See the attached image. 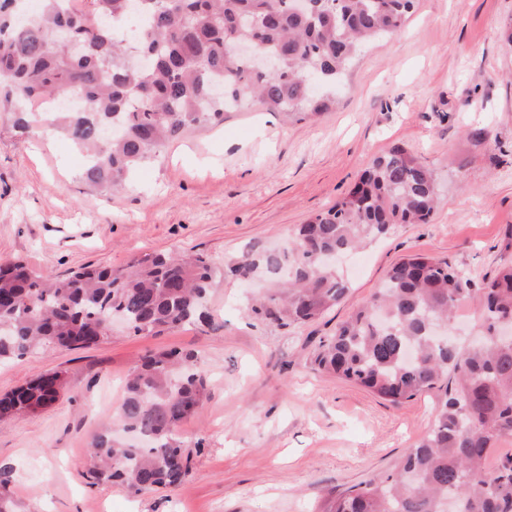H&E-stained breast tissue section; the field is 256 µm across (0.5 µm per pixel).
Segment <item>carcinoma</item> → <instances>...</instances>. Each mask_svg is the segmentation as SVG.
Returning a JSON list of instances; mask_svg holds the SVG:
<instances>
[{"instance_id":"cac0c4a2","label":"carcinoma","mask_w":512,"mask_h":512,"mask_svg":"<svg viewBox=\"0 0 512 512\" xmlns=\"http://www.w3.org/2000/svg\"><path fill=\"white\" fill-rule=\"evenodd\" d=\"M43 0L28 13L0 0V106L15 125H47L88 154L82 181L125 186L168 141L224 122L254 106L288 116L319 115L332 104L352 59L368 43L397 33L415 0ZM249 44L278 60L271 73L236 53ZM77 96L86 109L46 112L40 102ZM432 171L395 147L375 157L347 193L300 225L280 251L249 253L226 273L249 281L280 277L250 308L282 325L305 324L338 305L349 287L327 253L355 251L393 224H424L436 204ZM214 267L201 254L144 255L122 269L83 266L63 279L21 261L0 264V361L35 349H78L108 336L119 318L135 333L203 324ZM482 311V341L459 348V305ZM441 322L447 337L433 335ZM512 265L482 287L445 260L414 253L388 271L371 298L320 342L317 370L399 403L441 392L430 431L397 471L373 476L328 501L324 512H512V453L490 464L512 438ZM38 377L0 397V413L36 412L57 399ZM207 379L190 354L152 351L131 371L118 419L140 443L95 435L94 483L141 494L175 488L189 472L178 427L199 414Z\"/></svg>"}]
</instances>
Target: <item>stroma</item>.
<instances>
[{
	"mask_svg": "<svg viewBox=\"0 0 512 512\" xmlns=\"http://www.w3.org/2000/svg\"><path fill=\"white\" fill-rule=\"evenodd\" d=\"M511 24L512 0H416L399 34L355 59L328 112L227 113L168 143L121 194L80 181L83 156L69 140L20 132L0 112V262L63 276L191 250L216 272L210 324L158 335L117 325L90 347L0 362V395L47 373L67 377L51 406L0 419L8 512H323L367 476L394 473L430 429L438 392L392 404L316 371L310 357L403 256L450 261L477 283L512 264V48L502 38ZM474 126L491 140L471 139ZM395 146L434 174L429 221L393 225L344 258L350 293L315 321L249 316L268 285L225 266L283 245ZM158 349L194 353L207 374L202 414L178 429L191 470L171 491L92 484V439L113 426L132 366Z\"/></svg>",
	"mask_w": 512,
	"mask_h": 512,
	"instance_id": "35a3bbf8",
	"label": "stroma"
}]
</instances>
